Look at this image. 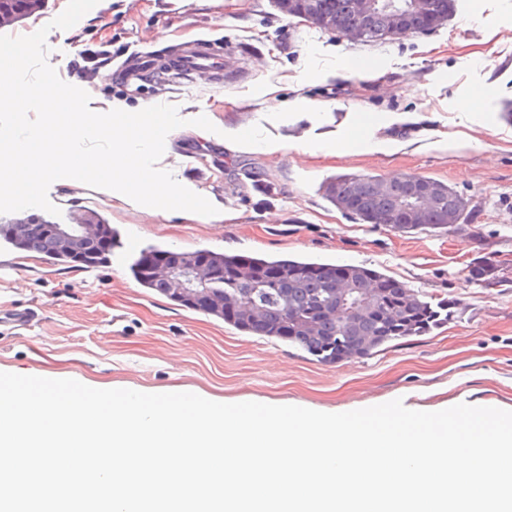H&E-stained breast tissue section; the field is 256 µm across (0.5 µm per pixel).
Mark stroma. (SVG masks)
Here are the masks:
<instances>
[{
	"label": "stroma",
	"mask_w": 512,
	"mask_h": 512,
	"mask_svg": "<svg viewBox=\"0 0 512 512\" xmlns=\"http://www.w3.org/2000/svg\"><path fill=\"white\" fill-rule=\"evenodd\" d=\"M201 38L221 46L222 79L170 76L181 45ZM47 46L59 77L84 88L96 112L175 106L186 124L172 131L159 168L234 218L167 216L64 178L48 190L58 214L0 213V224H73L91 211L143 248L363 265L433 300L460 299L462 308L425 335L325 365L177 306L143 288L129 263L75 270L0 238V313L19 305L31 312L28 328L0 326V371L327 413L397 398L424 411L453 399L512 411V121L503 117L512 105V0H457L438 30L380 46L283 15L273 0H99L72 28L52 30ZM91 50L106 51L108 68L144 54L147 74L136 85L85 82L79 68ZM475 92L479 113L467 105ZM411 112L437 113L454 142L363 152L361 140L379 126L412 138ZM201 115L214 131L192 126ZM254 125L280 141L279 153L226 149L224 134ZM463 133L475 144L460 141ZM339 134L347 149H320ZM344 174L439 180L466 199L468 219L407 235L363 223L323 195L324 182ZM483 261L497 265L500 285L470 280Z\"/></svg>",
	"instance_id": "35a3bbf8"
}]
</instances>
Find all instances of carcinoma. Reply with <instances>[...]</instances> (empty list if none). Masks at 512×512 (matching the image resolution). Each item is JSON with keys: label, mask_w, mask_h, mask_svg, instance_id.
<instances>
[{"label": "carcinoma", "mask_w": 512, "mask_h": 512, "mask_svg": "<svg viewBox=\"0 0 512 512\" xmlns=\"http://www.w3.org/2000/svg\"><path fill=\"white\" fill-rule=\"evenodd\" d=\"M312 3L334 13L339 30H346L357 22L350 0H312ZM387 28L388 14L380 9L368 19L364 42L385 41ZM380 180V176L339 175L327 180L323 191L337 209L350 212L364 223L384 225L398 233L429 229L440 232L465 215L464 198L441 181L417 175L394 180L395 199L392 200L376 191L375 183ZM427 185L436 192L434 206L418 217L409 216L408 208ZM1 235L17 249L44 254L71 267L89 269L107 261L105 254L79 262L58 252L38 224L29 225L28 236L23 241L14 237L11 224H0ZM169 254L171 251L155 246L141 253L131 271L142 287L166 295L161 283L150 273L146 259ZM191 256L214 271V293L224 299V305L190 304L174 295L169 296L171 301L220 319L241 332L287 342L327 364L368 357L388 343L422 336L454 319L461 306L455 298L432 303L403 282L362 265L290 258L268 260L209 250L195 251ZM470 277L486 286L499 283L495 267L487 263L472 266ZM339 279H358L372 284L377 312L360 319L339 314L338 301L332 294ZM242 302L255 309L256 315H241L238 305ZM303 317L314 320V332L305 333L294 324V320Z\"/></svg>", "instance_id": "cac0c4a2"}]
</instances>
